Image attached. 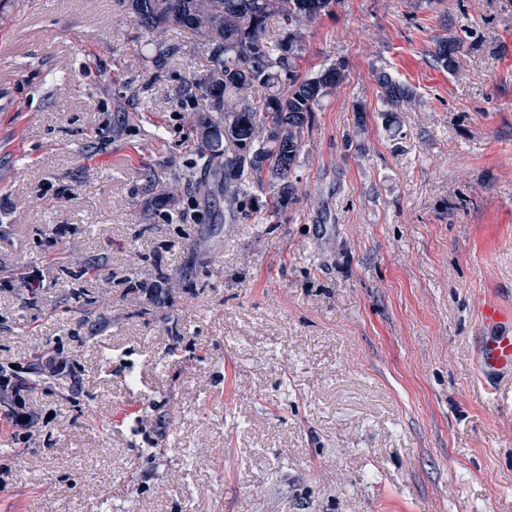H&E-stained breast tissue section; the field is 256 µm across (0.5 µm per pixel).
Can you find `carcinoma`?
Instances as JSON below:
<instances>
[{
	"label": "carcinoma",
	"instance_id": "1",
	"mask_svg": "<svg viewBox=\"0 0 512 512\" xmlns=\"http://www.w3.org/2000/svg\"><path fill=\"white\" fill-rule=\"evenodd\" d=\"M134 20L151 34L177 28L206 47L205 77L185 82L182 93L207 91V111L198 143L203 191L224 196V211L235 218L251 213L271 219L296 200L291 172L297 166L314 113L346 78L333 64L310 74L299 72L310 28L336 11L341 0H124ZM280 18L284 26L272 25ZM463 43L435 42L432 57L454 70ZM385 120L416 101L413 89L381 71L377 74ZM264 92L254 107L247 93ZM224 140V164L217 167L212 145ZM273 187L262 204L256 190Z\"/></svg>",
	"mask_w": 512,
	"mask_h": 512
}]
</instances>
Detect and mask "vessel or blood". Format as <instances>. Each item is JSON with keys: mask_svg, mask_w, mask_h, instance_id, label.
I'll return each mask as SVG.
<instances>
[{"mask_svg": "<svg viewBox=\"0 0 512 512\" xmlns=\"http://www.w3.org/2000/svg\"><path fill=\"white\" fill-rule=\"evenodd\" d=\"M476 313L487 332L481 337L478 360L487 382L512 379V308L486 298L476 301Z\"/></svg>", "mask_w": 512, "mask_h": 512, "instance_id": "b4317fda", "label": "vessel or blood"}]
</instances>
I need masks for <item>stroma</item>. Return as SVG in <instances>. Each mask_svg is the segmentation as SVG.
Wrapping results in <instances>:
<instances>
[{"mask_svg": "<svg viewBox=\"0 0 512 512\" xmlns=\"http://www.w3.org/2000/svg\"><path fill=\"white\" fill-rule=\"evenodd\" d=\"M161 39L158 68L120 0H0V364L58 346L79 383L35 385L37 444L0 436V512H512L472 309L512 304V0L318 20L300 70L347 79L267 223L199 190L205 53ZM381 71L420 98L392 125ZM463 49V43L458 40L441 38L435 42L432 57L437 64L445 70L452 71L456 67L457 59Z\"/></svg>", "mask_w": 512, "mask_h": 512, "instance_id": "obj_1", "label": "stroma"}]
</instances>
